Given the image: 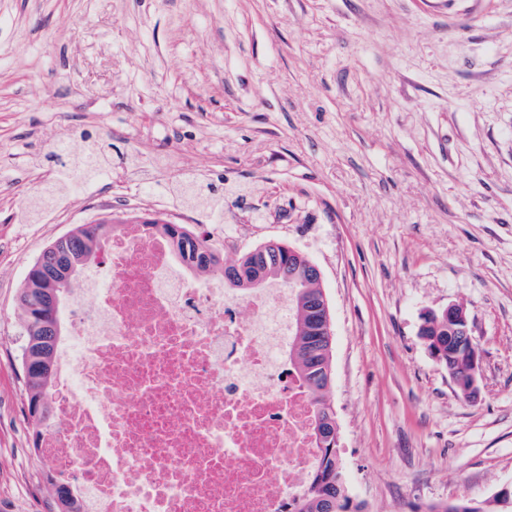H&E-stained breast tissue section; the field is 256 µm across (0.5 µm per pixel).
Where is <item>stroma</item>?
Masks as SVG:
<instances>
[{
	"label": "stroma",
	"mask_w": 512,
	"mask_h": 512,
	"mask_svg": "<svg viewBox=\"0 0 512 512\" xmlns=\"http://www.w3.org/2000/svg\"><path fill=\"white\" fill-rule=\"evenodd\" d=\"M108 110H99V103ZM111 138L110 179L29 218L45 152ZM191 214L322 273L343 476L362 512L512 486V0H0V512H49L18 309L43 249L102 205ZM462 306V396L418 329Z\"/></svg>",
	"instance_id": "1"
}]
</instances>
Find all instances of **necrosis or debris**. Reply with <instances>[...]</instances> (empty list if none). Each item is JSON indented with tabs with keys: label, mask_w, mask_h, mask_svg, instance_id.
<instances>
[{
	"label": "necrosis or debris",
	"mask_w": 512,
	"mask_h": 512,
	"mask_svg": "<svg viewBox=\"0 0 512 512\" xmlns=\"http://www.w3.org/2000/svg\"><path fill=\"white\" fill-rule=\"evenodd\" d=\"M92 309L69 315L43 469L82 512H296L320 455L315 405L288 367L291 299L191 276L154 214L114 208Z\"/></svg>",
	"instance_id": "4bbe7bcc"
}]
</instances>
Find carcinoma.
Segmentation results:
<instances>
[{
  "label": "carcinoma",
  "mask_w": 512,
  "mask_h": 512,
  "mask_svg": "<svg viewBox=\"0 0 512 512\" xmlns=\"http://www.w3.org/2000/svg\"><path fill=\"white\" fill-rule=\"evenodd\" d=\"M87 160L74 161L55 151L51 154L57 166L56 177L48 182L42 202L52 201L68 184L79 178L98 174L109 163L110 155L105 146L90 143L86 151ZM183 194L191 205H207L218 208L223 197L213 196L197 188L186 187ZM154 226L168 235L178 252L188 260L190 268L201 273H220L224 286L240 291L254 279L256 266H261L268 275L267 282L280 283L291 293L293 310V337L288 350V365L303 381L316 406L313 433L321 448L311 484L299 504L298 512H360L352 506L341 470L339 448L333 441L325 439L326 431L332 427L336 416L327 399L331 382L327 371L331 370L332 347L322 342L319 336L314 303L322 297L320 282L299 277L293 283L284 281L283 272L288 269V244L278 241L274 245L260 246L243 253L237 262L226 265L220 254L214 252L208 241L188 228L176 224L156 222ZM112 232L110 224H92L86 229V237H75L67 248L75 257H86L90 265L100 248V242ZM419 334L433 358L441 363L454 379L459 391L469 395V370L477 356V346L453 343L448 319L440 313L428 311L422 315ZM56 500L57 512H82L80 503L71 494L70 485L49 477ZM428 512H483L467 500L451 504L433 505Z\"/></svg>",
  "instance_id": "cac0c4a2"
}]
</instances>
